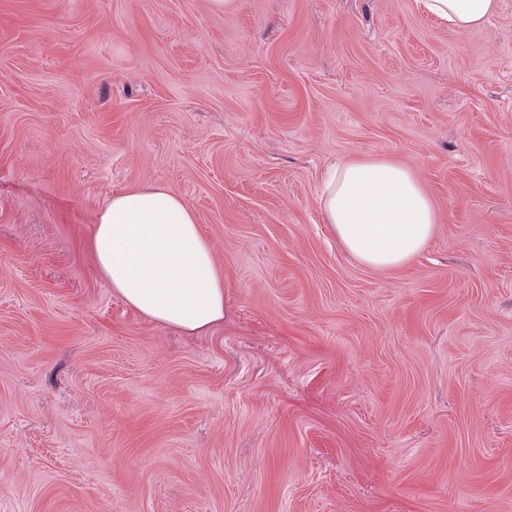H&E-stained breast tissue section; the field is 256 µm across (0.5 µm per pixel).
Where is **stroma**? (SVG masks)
Listing matches in <instances>:
<instances>
[{
	"mask_svg": "<svg viewBox=\"0 0 512 512\" xmlns=\"http://www.w3.org/2000/svg\"><path fill=\"white\" fill-rule=\"evenodd\" d=\"M357 156L435 205L405 266L324 221ZM155 184L224 276L200 335L89 248ZM0 512H512V0H0ZM424 9L456 31L483 25L497 9L499 0H420Z\"/></svg>",
	"mask_w": 512,
	"mask_h": 512,
	"instance_id": "obj_1",
	"label": "stroma"
}]
</instances>
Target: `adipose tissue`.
<instances>
[{
    "instance_id": "1",
    "label": "adipose tissue",
    "mask_w": 512,
    "mask_h": 512,
    "mask_svg": "<svg viewBox=\"0 0 512 512\" xmlns=\"http://www.w3.org/2000/svg\"><path fill=\"white\" fill-rule=\"evenodd\" d=\"M455 30L483 25L499 0H421ZM320 206L332 232L360 263L380 270L413 260L437 222L415 173L392 160L361 156L329 174ZM97 267L114 292L144 317L188 333L224 319V279L192 207L165 186L112 195L92 239Z\"/></svg>"
}]
</instances>
